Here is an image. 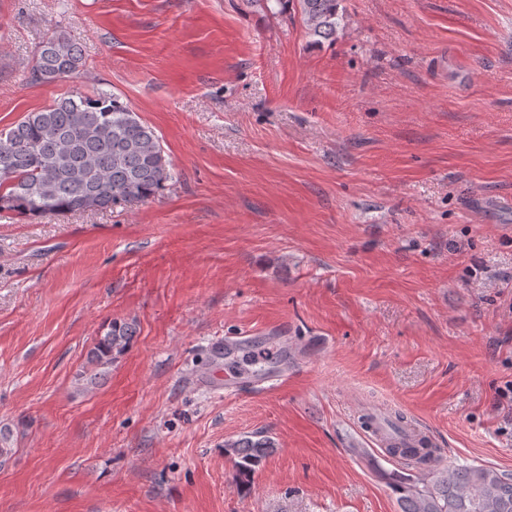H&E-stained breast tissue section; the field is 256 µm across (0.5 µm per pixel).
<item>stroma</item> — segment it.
<instances>
[{
  "label": "stroma",
  "mask_w": 512,
  "mask_h": 512,
  "mask_svg": "<svg viewBox=\"0 0 512 512\" xmlns=\"http://www.w3.org/2000/svg\"><path fill=\"white\" fill-rule=\"evenodd\" d=\"M0 0V130L67 94L55 32L175 177L137 206L0 213V512H400L362 431L402 411L444 464L512 471V0ZM113 319L131 347L89 381ZM247 334L288 355L217 395ZM275 448L241 482L226 443ZM302 23L311 37L336 38L344 21L343 0H296ZM83 67L81 48L63 33H54L39 46L32 78L40 83L74 81Z\"/></svg>",
  "instance_id": "35a3bbf8"
}]
</instances>
